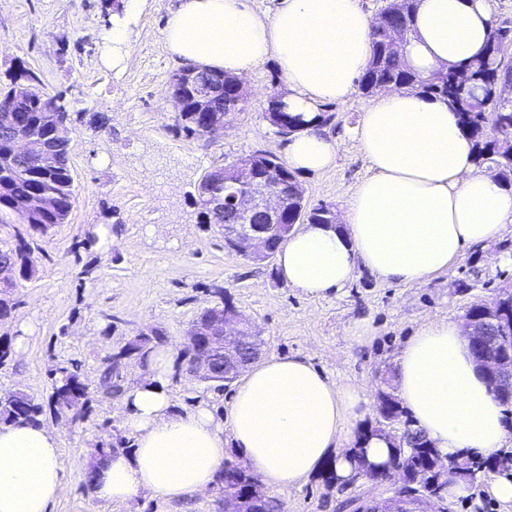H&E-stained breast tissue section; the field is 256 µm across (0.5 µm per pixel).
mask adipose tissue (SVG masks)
I'll return each instance as SVG.
<instances>
[{
    "label": "adipose tissue",
    "mask_w": 512,
    "mask_h": 512,
    "mask_svg": "<svg viewBox=\"0 0 512 512\" xmlns=\"http://www.w3.org/2000/svg\"><path fill=\"white\" fill-rule=\"evenodd\" d=\"M494 18L488 0H417L404 59L420 78L463 70L484 51ZM373 21L360 0H281L273 15L249 0H181L164 37L180 60L239 78L275 60L290 112L302 126L283 151L289 169L332 167L342 143L320 127L323 105L345 102L372 55ZM355 137L373 170L345 202L340 222L307 224L278 253L290 287L314 298L349 285L357 271L405 285L447 271L512 225V187L479 166L474 141L448 102L410 87L377 93ZM179 359L154 349L123 396L130 451L95 461V496L127 503L150 493L183 498L212 489L227 446L269 487L301 485L324 465L338 482L352 475L348 447L385 464L387 437L358 440L353 427L371 413L367 390L338 384L306 357L253 364L226 418L204 405L176 409L168 381ZM397 394L440 458L504 448L512 433L492 386L477 367L462 323L421 325L397 359ZM69 461L44 424H0V512H50L65 490Z\"/></svg>",
    "instance_id": "adipose-tissue-1"
}]
</instances>
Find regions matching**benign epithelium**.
<instances>
[{
    "label": "benign epithelium",
    "instance_id": "obj_1",
    "mask_svg": "<svg viewBox=\"0 0 512 512\" xmlns=\"http://www.w3.org/2000/svg\"><path fill=\"white\" fill-rule=\"evenodd\" d=\"M241 180L248 183V191L231 199L236 210L235 223L224 227V244L229 250L244 253L251 258L270 261L275 252L270 248L271 228L288 226V211L284 210V197L288 195V174L268 167L258 170L250 166L241 169ZM487 316L471 314L465 317L471 342L484 340V323ZM243 317L236 309L226 311L218 306L204 327L193 337L199 348L194 350L193 373L201 378L209 375V364L217 353L223 354L224 376L236 378L248 362L240 357V350L256 343L257 334L239 328ZM478 364L486 373L495 377L493 391L512 392V345L500 341L479 359ZM479 481L478 472L466 458H457L437 468L433 479L436 488L422 490L410 482L406 474L397 469L378 483L391 484L392 495L384 498H360L353 503V512H403L402 499L415 498L424 506L423 512H447V495L450 484Z\"/></svg>",
    "mask_w": 512,
    "mask_h": 512
}]
</instances>
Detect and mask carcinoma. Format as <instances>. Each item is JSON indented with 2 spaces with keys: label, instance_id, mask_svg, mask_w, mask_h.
Returning <instances> with one entry per match:
<instances>
[{
  "label": "carcinoma",
  "instance_id": "carcinoma-1",
  "mask_svg": "<svg viewBox=\"0 0 512 512\" xmlns=\"http://www.w3.org/2000/svg\"><path fill=\"white\" fill-rule=\"evenodd\" d=\"M416 0H389L374 19L372 26V58L358 78L359 91L372 96L383 84L397 88L419 85L426 93L440 96L455 107L461 115L464 128L475 140L477 161L497 172L504 181L512 179V99L502 97L500 88L512 82V28L500 23L494 25L484 54L466 68L469 83H462L455 71H439L426 80L418 78L405 63L404 43L394 44L391 32L401 30L410 34V17ZM177 74L189 75L194 83L203 84L218 72L200 65L183 66ZM249 96L226 84L224 90L200 95L194 89L183 91L182 103L176 112L177 127L188 136L203 137L212 125L222 122L226 112L241 113L247 110ZM266 119L280 126L298 129L302 117L282 110L268 97ZM495 129L496 136H486V128ZM24 133L44 141V152L36 157L16 155L12 142L16 134ZM70 129L68 113L58 98L50 95L40 78L32 71L19 69L10 76V83L0 88V224H26L44 235L57 225L67 223L74 206L73 179L69 169ZM238 163L254 165L273 164L288 171L293 185L298 181L286 163L276 156L253 151L239 156ZM234 174L226 172L217 180L213 173L203 177L197 187L196 202L206 223L221 226L233 223L230 208L224 207L238 190ZM289 211L297 212L303 224H330L336 218L328 204L309 207L304 198L294 199ZM25 239L17 243L0 244V266H18L27 250ZM167 343L165 334L151 328L148 334L136 335L122 351L128 359L144 361L150 351ZM121 361L110 355L104 360L99 385L106 396L117 395L120 389L112 379L117 375ZM53 392L50 404L58 415L76 420L83 417L88 402V388L82 379L81 363L75 359L58 362L51 370ZM43 413V405L22 391L0 396V423L16 420H36ZM377 413L386 422L404 421L407 447L392 448L388 464L401 466L407 474L427 483L436 452L422 431L411 427L406 411L394 394L381 393ZM475 464L483 469L484 477L500 472L494 462L499 453L473 454ZM351 461L354 470L364 476L384 474L386 468L370 464L364 448L355 443ZM224 491V508L227 512H284L281 500L264 496L260 492L259 477L240 462L226 461L216 482Z\"/></svg>",
  "mask_w": 512,
  "mask_h": 512
}]
</instances>
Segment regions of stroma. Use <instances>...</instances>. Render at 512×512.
<instances>
[{"instance_id":"stroma-1","label":"stroma","mask_w":512,"mask_h":512,"mask_svg":"<svg viewBox=\"0 0 512 512\" xmlns=\"http://www.w3.org/2000/svg\"><path fill=\"white\" fill-rule=\"evenodd\" d=\"M111 2L0 0V82L23 65L59 96L69 114L76 195L67 223L47 234L0 224L1 241L28 238L36 269L32 279L18 280L16 307L0 323V340L26 339L0 367V394L22 390L44 403L43 419L60 437L70 467L52 512H219L214 490L173 500L146 494L112 506L86 489V465L97 445L125 435L120 397L98 392L108 354L150 326L164 330L169 345L181 346L189 323L216 303L221 288L255 325L263 357L305 355L337 382L359 383L375 395L394 382L399 352L422 323L463 320L473 303L491 302L512 285V233L482 250H465L447 272L420 285L363 270L321 299L288 287L276 261L255 262L226 249L221 230L206 225L196 203L197 185L208 172L256 150L282 155L284 139L265 110L272 92H286L283 76L271 62L249 76L250 105L223 135H177L166 91L181 62L169 52L163 30L178 0H143L139 9L119 15ZM118 24L128 33L126 60L110 69L101 52ZM369 102L357 91L345 102L325 104L335 115L327 130L341 138L342 149L333 168L297 174L309 206L340 209L369 176L353 135ZM364 317L376 334L359 346L348 330ZM67 359L81 362L90 392L85 417L74 422L55 418L47 407L48 373ZM169 389L177 408L203 402L220 417L234 391L230 385L215 391L184 372L170 377ZM384 492L367 480L341 485L320 473L276 496L285 512H336L337 501Z\"/></svg>"}]
</instances>
